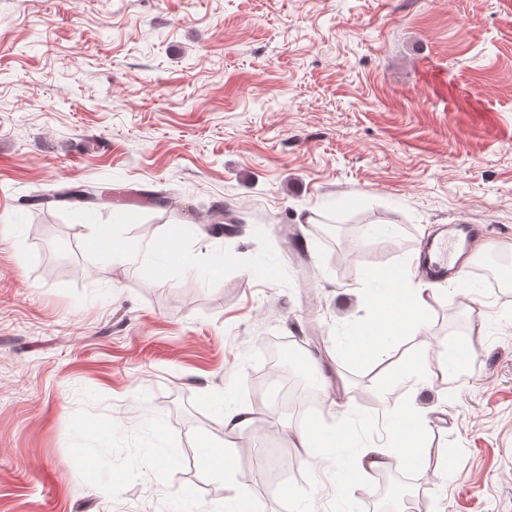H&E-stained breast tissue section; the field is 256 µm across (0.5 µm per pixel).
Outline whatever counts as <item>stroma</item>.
<instances>
[{"label":"stroma","instance_id":"1","mask_svg":"<svg viewBox=\"0 0 512 512\" xmlns=\"http://www.w3.org/2000/svg\"><path fill=\"white\" fill-rule=\"evenodd\" d=\"M92 183L124 201L29 203ZM218 206L236 224L200 233ZM458 223L479 228L483 335L445 281L381 358L346 350L387 318L361 284ZM167 239L191 265L160 264ZM511 244L512 0H0V512H212L238 490L248 512H343L299 432L389 448L399 403L431 452L368 475L364 512H512V287L476 273ZM276 342L316 360V408L271 398ZM422 357L435 374L392 396ZM217 396L255 411L229 482L201 464Z\"/></svg>","mask_w":512,"mask_h":512}]
</instances>
